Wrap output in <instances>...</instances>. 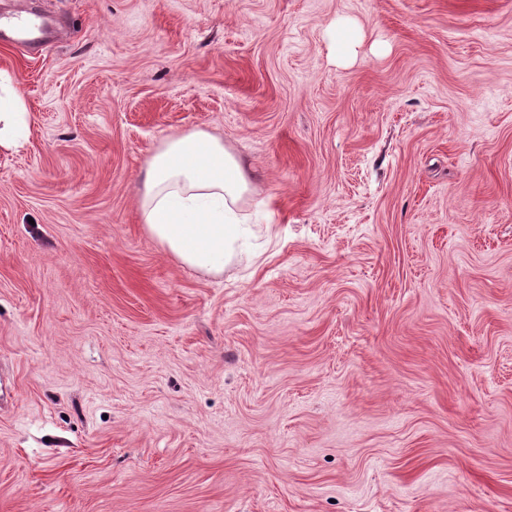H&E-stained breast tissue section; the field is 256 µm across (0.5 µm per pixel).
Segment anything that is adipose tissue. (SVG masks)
Masks as SVG:
<instances>
[{"label":"adipose tissue","instance_id":"ef3b65f1","mask_svg":"<svg viewBox=\"0 0 512 512\" xmlns=\"http://www.w3.org/2000/svg\"><path fill=\"white\" fill-rule=\"evenodd\" d=\"M30 114L20 91L0 92V148L26 140ZM249 170L223 140L204 130L164 139L146 162L139 222L162 251L184 266L218 277L236 260Z\"/></svg>","mask_w":512,"mask_h":512}]
</instances>
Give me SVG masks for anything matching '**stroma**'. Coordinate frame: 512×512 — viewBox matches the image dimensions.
I'll list each match as a JSON object with an SVG mask.
<instances>
[{"mask_svg":"<svg viewBox=\"0 0 512 512\" xmlns=\"http://www.w3.org/2000/svg\"><path fill=\"white\" fill-rule=\"evenodd\" d=\"M0 72V512H512V0H31ZM253 264L144 232L166 137ZM1 77L0 74V148L14 150L27 138L30 113L17 88L8 86L3 89L2 95ZM250 171L224 141L205 130L164 139L146 162L139 223L162 251L218 277L237 259Z\"/></svg>","mask_w":512,"mask_h":512,"instance_id":"1","label":"stroma"}]
</instances>
